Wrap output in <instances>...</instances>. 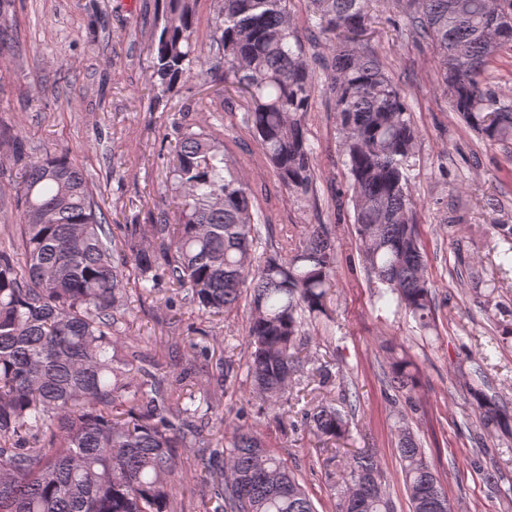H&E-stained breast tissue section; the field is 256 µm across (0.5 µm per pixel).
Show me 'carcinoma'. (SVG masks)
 <instances>
[{
    "instance_id": "carcinoma-1",
    "label": "carcinoma",
    "mask_w": 512,
    "mask_h": 512,
    "mask_svg": "<svg viewBox=\"0 0 512 512\" xmlns=\"http://www.w3.org/2000/svg\"><path fill=\"white\" fill-rule=\"evenodd\" d=\"M215 33L226 72L224 93L244 94L245 122L289 192L307 195L316 179L304 120L316 76L294 40L288 0H218ZM322 28H364L369 0H314ZM411 32L436 48L453 108L487 142L512 140V104L487 74L512 45V0H391ZM164 25L149 47L152 79L168 91L209 71L194 39V0H167ZM11 0H0V46L13 41ZM325 68L354 202L362 261L383 288L377 302L405 311L420 329L435 326V303L417 232L410 159L417 130L407 96L351 40L332 45ZM175 223L109 224L81 168L63 156L25 170L17 253H0V512H172L177 449H208L216 512H317L279 452L244 424L218 439L198 410L146 367L118 334L129 281L145 288L166 276L203 314L236 308L249 288L245 364L258 394L276 406L300 370L303 316L329 317L336 247L315 224L288 253L256 255L262 240L254 193L224 143L185 129L168 176ZM218 358L206 410L224 423L222 400L243 366ZM139 374L134 380L131 374ZM390 383L411 391L417 368L391 354ZM487 429L512 434V407L470 388ZM325 442L348 435V414L319 405L306 414ZM340 452V449H334ZM342 453V452H340ZM397 453L412 512H440L448 501L424 448L401 432ZM336 512H394L377 460L345 451Z\"/></svg>"
}]
</instances>
